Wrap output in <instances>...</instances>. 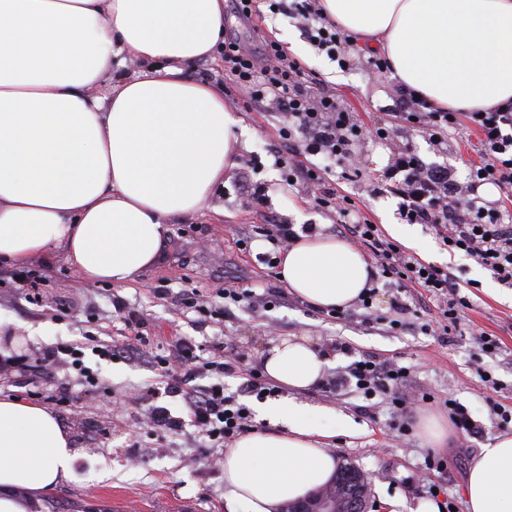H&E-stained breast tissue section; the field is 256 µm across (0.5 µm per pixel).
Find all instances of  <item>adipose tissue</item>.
<instances>
[{
  "label": "adipose tissue",
  "instance_id": "obj_1",
  "mask_svg": "<svg viewBox=\"0 0 512 512\" xmlns=\"http://www.w3.org/2000/svg\"><path fill=\"white\" fill-rule=\"evenodd\" d=\"M393 78L461 111L512 100V0H319ZM224 43V0H0V259L64 248L84 279L122 286L161 257L170 226L204 207L246 129L223 89L187 69ZM142 76L115 78L127 55ZM113 77V76H112ZM358 250L333 237L295 243L281 275L319 309L346 308L370 281ZM329 361L307 336L272 343L263 368L291 398L259 406L271 430L224 456L226 512H279L326 484L328 444L349 431L336 408L295 401ZM77 458L42 406L0 400V512H30ZM468 512H512V435L472 462Z\"/></svg>",
  "mask_w": 512,
  "mask_h": 512
}]
</instances>
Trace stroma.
Here are the masks:
<instances>
[{"label": "stroma", "instance_id": "35a3bbf8", "mask_svg": "<svg viewBox=\"0 0 512 512\" xmlns=\"http://www.w3.org/2000/svg\"><path fill=\"white\" fill-rule=\"evenodd\" d=\"M224 37L254 50L272 39L297 58L306 74L310 94L331 93L366 126L393 125L386 107L395 83L390 76L373 74L365 50L354 49L346 67H339L326 53L317 51L303 37L297 19L287 12H271L266 0H257L256 11L241 21L232 10L224 12ZM192 78L220 85L224 100L241 118L249 133L248 143L232 145L235 165L217 186L208 204L197 214L171 226L169 246L154 266L124 286L83 281L63 250H53L47 260L33 261L36 269L49 270L36 302L10 281L12 265L0 263V348L38 357L45 347L59 342H80L84 362L105 389L76 408H54L78 452L73 476L41 500L36 512H225L224 456L200 446L195 428L182 435L152 434L144 409L136 402L141 387L154 376L146 360L108 362L93 355L100 342L122 339L129 329L112 305L121 297L143 320V335L152 339L146 352L161 353L177 336H191L211 345L227 342L246 353L252 365L261 364L271 342L287 336H308L316 344L345 343L346 352L329 355L327 374L334 375L363 353L396 361L408 368L407 393L431 391L435 402L417 406L410 422L412 433L399 436L391 427L392 416L382 398L365 408L363 397L349 393L333 396L313 388L299 394V401L327 405L347 414L354 423L350 433L337 435L330 447L338 462L349 463L366 477L371 490L369 512H384L383 499L397 497L408 508L423 499L440 506L455 504L466 512L464 488L468 468L481 448L505 435L492 411V401L512 404V289L501 285L474 259L444 248L432 230L422 224L405 226L401 245L424 262L448 270L461 282L471 310L465 311L456 334L441 343L413 330L392 332L389 325L364 323L360 318L334 319L315 310L297 296L273 309L231 306L224 319L204 329L193 325L194 313L185 311L180 298L196 288L211 305L221 304L219 288L235 282L254 284L256 293L276 280L256 256L271 251L258 235L263 224H315L330 230L332 213L314 208L304 184L287 185L277 157L287 155L288 145L278 136L283 118L274 103L256 108L245 93L229 81L222 57L197 62ZM412 142L426 162L452 167L458 179H466L470 165L478 161L477 138L466 129H447L441 142L398 130L388 139L367 138L356 143L353 154L361 162L356 177H346L344 164L334 166L329 180L340 193L351 197L371 223L379 226L401 222L398 198L380 189L383 171L405 142ZM264 183L266 204H252L241 189L243 175ZM498 337L501 352L484 354L480 334ZM491 371L502 388L493 393L480 374ZM464 405L480 427L474 436L452 431L441 455L448 458L446 474L425 475V456L432 451L421 430L420 419L436 416L448 420L447 399ZM440 492H431V484Z\"/></svg>", "mask_w": 512, "mask_h": 512}]
</instances>
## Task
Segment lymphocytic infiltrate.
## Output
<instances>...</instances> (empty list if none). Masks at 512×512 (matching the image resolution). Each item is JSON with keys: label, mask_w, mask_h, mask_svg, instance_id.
<instances>
[{"label": "lymphocytic infiltrate", "mask_w": 512, "mask_h": 512, "mask_svg": "<svg viewBox=\"0 0 512 512\" xmlns=\"http://www.w3.org/2000/svg\"><path fill=\"white\" fill-rule=\"evenodd\" d=\"M289 10L300 17L311 46L326 52L331 60L345 63L352 37L324 17L317 0H292ZM223 55L236 87L253 104L272 100L286 118L279 131L290 149L289 159L282 163L286 184L303 182L316 187V207L336 213V232L366 249L378 277L392 280L400 290L410 286L423 289L436 299L438 316L417 325L411 319V305L394 298L390 304L392 330L415 325L428 336L451 335L459 327L464 309L471 306L455 278L386 237L378 225L360 215L352 198L327 185L332 166L350 156L353 145L365 135H379V128H366L335 95L311 96L303 85L300 63L278 42H266L259 57L228 42ZM391 99L389 111L395 120L409 132L433 140L445 129L468 121L478 137L481 155L464 185L451 168L426 163L412 145H404L382 175L383 191L399 198L403 220L426 225L449 251H462L502 285L512 287V224L506 223L498 204L480 202L477 196L485 184L512 194V103L463 116L457 110L436 107L400 85ZM151 366L162 383L139 391L138 400L147 407L148 425L170 434L182 433L189 425L196 427L208 448L227 447L251 431L252 411L240 403V396L262 401L278 391L257 367L226 351L220 342L205 356L194 338L177 337L166 354L152 357ZM229 376L241 378L239 395L227 394L224 380ZM408 378L406 367L365 354L343 373L326 379L321 389L337 395L352 388L368 400L383 398L392 410L393 429L405 435L411 402L426 404L435 399L426 391L408 399Z\"/></svg>", "instance_id": "f902f5d3"}]
</instances>
